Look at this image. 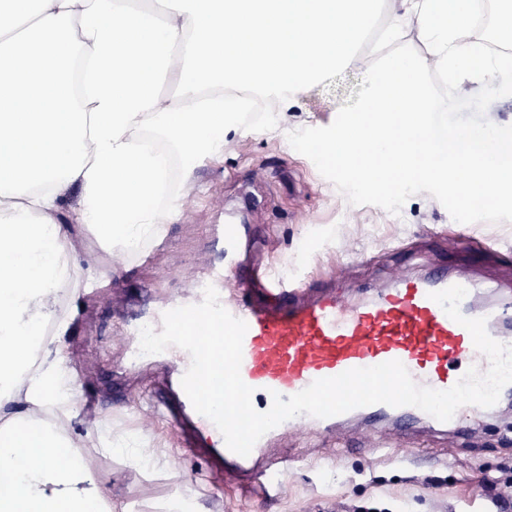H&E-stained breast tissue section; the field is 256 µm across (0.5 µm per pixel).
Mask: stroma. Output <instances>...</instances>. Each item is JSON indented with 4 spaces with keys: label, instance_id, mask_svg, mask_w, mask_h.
I'll return each instance as SVG.
<instances>
[{
    "label": "stroma",
    "instance_id": "35a3bbf8",
    "mask_svg": "<svg viewBox=\"0 0 512 512\" xmlns=\"http://www.w3.org/2000/svg\"><path fill=\"white\" fill-rule=\"evenodd\" d=\"M391 18L380 0L373 33L362 45L367 60L403 43L426 53L408 25L386 38ZM364 75L339 67L291 102L270 95L262 118L239 122L223 159L178 161V172L192 173L194 191L178 199L172 221L138 250L98 254L89 231L72 221L78 187L66 192L59 221L68 227L72 249L95 261L84 269L78 292L59 299L65 329L57 346L77 369L85 405L107 423L102 430L78 422L75 431L93 440L108 431L117 444L101 456L94 476L115 512H164L177 498L187 499L192 512H497L495 496L512 500V410L504 404L466 437L451 439L420 424L396 448L380 452L372 451L375 437L362 422L327 438L274 440L271 453L292 451L297 463L271 497L224 482L206 458L182 446L169 422L147 425L135 414L165 388L170 370L162 363L128 367L121 336L158 299L180 296L188 275H205L214 227L225 218L252 225L254 261L344 298L437 267L477 288L512 283V222H456L425 192L396 215L351 205L290 146L288 132L330 125Z\"/></svg>",
    "mask_w": 512,
    "mask_h": 512
}]
</instances>
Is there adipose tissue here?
I'll use <instances>...</instances> for the list:
<instances>
[{
	"label": "adipose tissue",
	"instance_id": "adipose-tissue-1",
	"mask_svg": "<svg viewBox=\"0 0 512 512\" xmlns=\"http://www.w3.org/2000/svg\"><path fill=\"white\" fill-rule=\"evenodd\" d=\"M0 0V512H108L93 476L103 448L75 438L81 391L40 332L68 233L57 214L80 189L76 221L113 250L156 233L174 207L135 132L159 127L189 158L220 155L224 91L299 93L317 73L361 68L377 0ZM69 409L45 424L44 385ZM71 457L69 470L55 466Z\"/></svg>",
	"mask_w": 512,
	"mask_h": 512
}]
</instances>
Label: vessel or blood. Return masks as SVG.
Listing matches in <instances>:
<instances>
[{"label": "vessel or blood", "instance_id": "b4317fda", "mask_svg": "<svg viewBox=\"0 0 512 512\" xmlns=\"http://www.w3.org/2000/svg\"><path fill=\"white\" fill-rule=\"evenodd\" d=\"M248 232L242 224L220 227L215 238L219 258L210 262L207 278H190L189 297L191 303H199L205 287L214 286L222 306L246 322L240 374L253 389L256 410H268L273 394L288 397L315 380L392 360L400 361L416 383L436 390L451 388L461 377L460 366L486 371L488 361L475 349L469 331L430 298L431 293L456 285V278L448 272L400 278L392 285L368 289L365 299L349 303L327 288L270 279L259 267L239 268L236 256ZM231 278L237 282L232 293L226 288ZM179 305V300L174 299L155 308L145 322L129 326L128 337H138L146 322L161 329L163 313ZM460 311L468 318H485L488 334L512 345L511 303L486 308L480 292L471 289L461 301ZM165 355L173 373L166 391L156 401V414L175 425L191 421L198 432L207 435L208 449L222 464L226 479H237L248 471L253 477V489L279 488L285 472L284 458L264 457L268 446L264 438L248 456L230 451L215 424L195 411L181 386L191 363L189 354L171 347ZM358 413L372 425L388 422L396 434L426 417L424 411L413 406L386 404L362 407ZM489 414V409L466 405L445 427L459 436L468 430L470 421ZM342 421L339 415L319 419L303 414L281 423L274 432L284 435L304 430L321 435Z\"/></svg>", "mask_w": 512, "mask_h": 512}]
</instances>
